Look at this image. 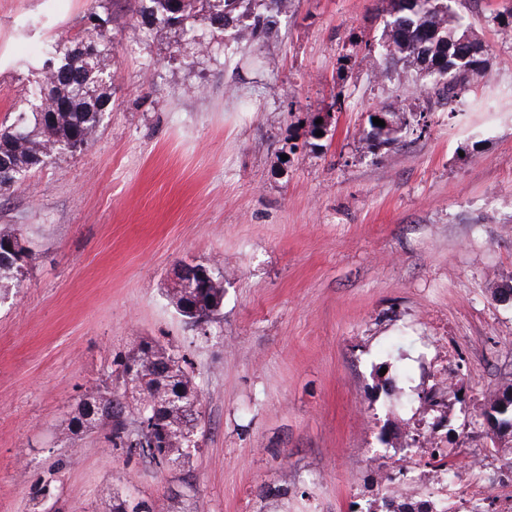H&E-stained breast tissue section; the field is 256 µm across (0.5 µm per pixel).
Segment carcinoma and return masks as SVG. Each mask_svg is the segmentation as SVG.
Segmentation results:
<instances>
[{"instance_id": "1", "label": "carcinoma", "mask_w": 512, "mask_h": 512, "mask_svg": "<svg viewBox=\"0 0 512 512\" xmlns=\"http://www.w3.org/2000/svg\"><path fill=\"white\" fill-rule=\"evenodd\" d=\"M143 14L160 18L169 25H182L196 8H206L209 19L221 26L236 28V40L256 42L275 29L277 17L288 0H247L263 8L248 25L234 15L242 0H148ZM100 0H91L86 19L87 35L60 37L48 52L39 79L31 91L27 110L15 113L10 124H0V157L9 159L14 181L18 182L40 168L38 159H50L64 151H75L88 144L103 117L112 111L109 95L100 91L112 63V30L109 20L97 25ZM387 18L380 41L365 43L367 53L387 63H402L412 77L404 86L396 105L368 116L362 140L371 148L397 140L406 129L409 93L416 99H436L449 104L464 102L470 81L486 74L487 49L474 38L462 18L451 7V0H388ZM385 126L373 124V118ZM39 253L32 246L28 228L20 225L0 232V292L20 286L25 270L36 265ZM211 278L183 293L167 291L169 304L190 324L201 328L224 306V269L209 264ZM108 381L96 386L77 405L63 431L72 435L107 428L106 441L128 458L149 460L158 469L183 466L196 453L198 423L202 402L195 399L170 408L152 398L154 386L162 385L177 394L179 389L196 391L188 371L190 363L172 346L143 341L137 349L113 359ZM134 365L144 380L146 398L128 404L123 385L129 366Z\"/></svg>"}]
</instances>
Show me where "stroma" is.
<instances>
[{"label":"stroma","mask_w":512,"mask_h":512,"mask_svg":"<svg viewBox=\"0 0 512 512\" xmlns=\"http://www.w3.org/2000/svg\"><path fill=\"white\" fill-rule=\"evenodd\" d=\"M379 0H290L263 42L207 10L196 40L111 15L112 110L89 145L0 194L41 257L0 300V512H389L439 504L426 447L448 451L452 512H512V453L479 419L512 385V0H454L488 69L457 113L365 148ZM90 0H0V122L25 110L42 55L85 36ZM218 263L224 306L198 336L166 291ZM179 347L202 397L201 450L159 470L62 426L139 341ZM439 391L440 411L424 403ZM287 485L288 496H262Z\"/></svg>","instance_id":"1"}]
</instances>
